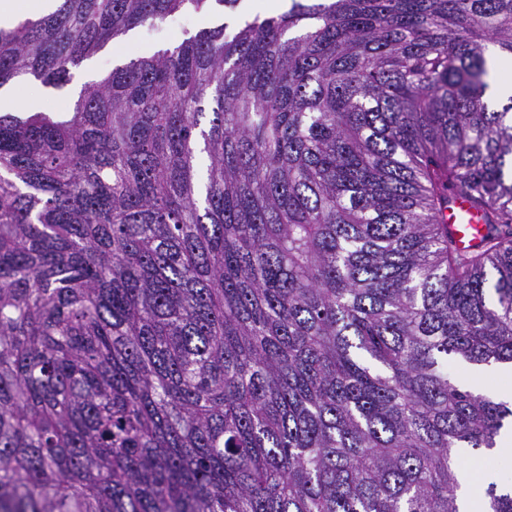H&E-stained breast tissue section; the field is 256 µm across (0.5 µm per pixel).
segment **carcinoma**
<instances>
[{"mask_svg":"<svg viewBox=\"0 0 512 512\" xmlns=\"http://www.w3.org/2000/svg\"><path fill=\"white\" fill-rule=\"evenodd\" d=\"M240 0H57L0 87ZM512 0H289L0 112V512H458L512 404ZM482 212L469 252L441 222ZM512 512V482L483 488ZM452 372L455 379L464 386L472 387L478 392H485L499 382L490 378H475L473 375V367L465 363H455L452 365Z\"/></svg>","mask_w":512,"mask_h":512,"instance_id":"obj_1","label":"carcinoma"}]
</instances>
